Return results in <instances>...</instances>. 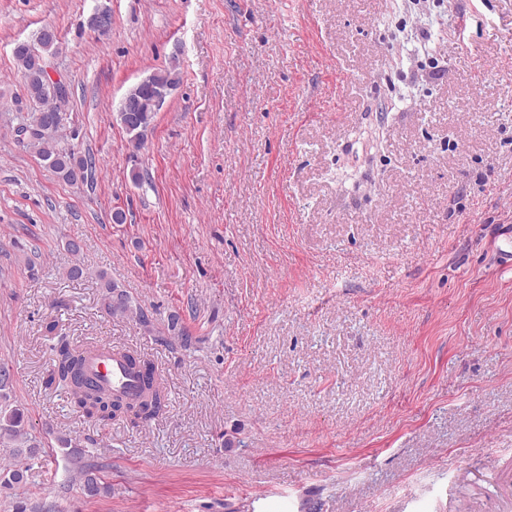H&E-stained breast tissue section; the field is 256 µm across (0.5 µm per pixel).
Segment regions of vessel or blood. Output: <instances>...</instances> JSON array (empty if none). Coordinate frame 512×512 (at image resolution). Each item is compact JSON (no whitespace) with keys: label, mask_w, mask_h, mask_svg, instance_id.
Wrapping results in <instances>:
<instances>
[{"label":"vessel or blood","mask_w":512,"mask_h":512,"mask_svg":"<svg viewBox=\"0 0 512 512\" xmlns=\"http://www.w3.org/2000/svg\"><path fill=\"white\" fill-rule=\"evenodd\" d=\"M84 373L105 389L133 398L139 395L142 379L123 350L102 342L91 349L84 362Z\"/></svg>","instance_id":"obj_1"}]
</instances>
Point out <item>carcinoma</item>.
Returning <instances> with one entry per match:
<instances>
[{
	"label": "carcinoma",
	"mask_w": 512,
	"mask_h": 512,
	"mask_svg": "<svg viewBox=\"0 0 512 512\" xmlns=\"http://www.w3.org/2000/svg\"><path fill=\"white\" fill-rule=\"evenodd\" d=\"M58 40L54 30L43 27L34 43L20 42L14 48V59L24 82L27 112L21 115L14 128L15 133L25 134L17 143L36 152L58 179L66 183H84L94 177L95 163L90 157H78L71 148L61 146L60 115L61 104L66 102L67 89L60 81L52 80L49 72L33 61L31 48H37L42 57L58 52ZM180 82L177 63L161 69L148 78V83L131 86L126 95L141 97L148 101L157 89L174 90ZM119 120L135 149L145 142L152 124L154 113L138 112L136 119L130 120L124 112L118 113ZM102 300L107 313L112 317L135 316L148 326L149 314L140 306L132 305L127 292L112 280L107 273H98ZM52 364L48 370L46 384L64 390L70 398L74 410L89 421H112L123 418L133 425L147 423L163 414L166 407L165 387L152 363L138 354H129L127 359L133 366H142L146 373L142 379V396L137 403L126 402L83 378L82 365L84 349L73 345L68 337L59 336L52 345ZM0 372V444L13 448L16 456L37 453V446L29 443L24 410L11 406L8 390L12 385L9 368L1 364Z\"/></svg>",
	"instance_id": "1"
}]
</instances>
